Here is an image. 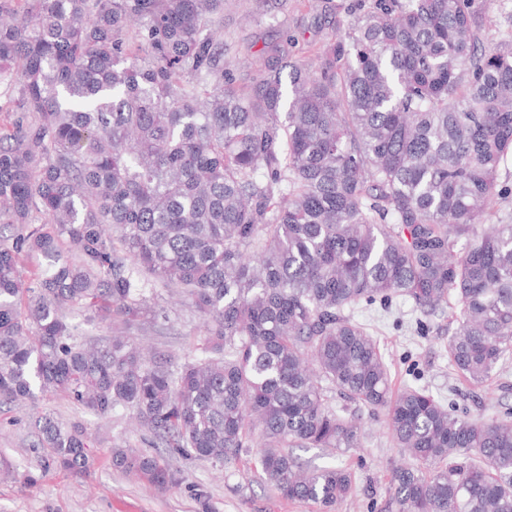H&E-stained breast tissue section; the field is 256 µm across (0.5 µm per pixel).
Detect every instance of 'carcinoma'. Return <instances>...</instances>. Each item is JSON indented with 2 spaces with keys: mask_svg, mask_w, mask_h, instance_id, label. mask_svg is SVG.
<instances>
[{
  "mask_svg": "<svg viewBox=\"0 0 512 512\" xmlns=\"http://www.w3.org/2000/svg\"><path fill=\"white\" fill-rule=\"evenodd\" d=\"M493 2L356 0L314 64L287 36L241 87L224 0H0V80L22 108L0 130V223L15 229L0 242V406L126 408L153 447L216 467L258 448L265 483L330 508L351 473L288 449L356 445L338 391L386 409L413 459L390 475L391 512H512V415L392 394L346 314L395 297L449 313L448 361L476 387L512 358V223H485L512 158V35L482 43ZM158 286L204 321L193 361L76 334L75 312L126 330L157 317ZM30 425L45 467L91 468L83 426ZM111 459L159 491L176 482L156 454Z\"/></svg>",
  "mask_w": 512,
  "mask_h": 512,
  "instance_id": "1",
  "label": "carcinoma"
}]
</instances>
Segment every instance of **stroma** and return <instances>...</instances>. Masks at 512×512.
Masks as SVG:
<instances>
[{
    "instance_id": "35a3bbf8",
    "label": "stroma",
    "mask_w": 512,
    "mask_h": 512,
    "mask_svg": "<svg viewBox=\"0 0 512 512\" xmlns=\"http://www.w3.org/2000/svg\"><path fill=\"white\" fill-rule=\"evenodd\" d=\"M352 0H288L283 8L271 0H224V43L230 56L253 58L264 46L280 42L283 34L295 38L290 51L297 58L320 52L336 25L347 22ZM158 307L166 315L155 324L131 329V338L144 351H163L177 361L191 360L204 328L188 302L161 292ZM377 341L389 371L391 388H421L444 407L491 417L512 412V360L488 387H474L456 376L448 365V331L444 315L422 316L412 303L395 299L390 309L362 304L352 312ZM337 410L355 417L356 447L297 448L304 468L340 467L354 477V491L337 505L336 512H387L388 475L404 458L393 444L384 410L358 406L335 396ZM37 411L78 422L98 436L90 472L76 476L43 471L42 454L30 445L28 420ZM151 451L150 436L134 423L129 411L116 410L103 421L78 409L60 395L0 413V459L14 472L0 481V512H321L316 504L284 498L264 483L255 470L257 449L215 470L207 461L172 456L169 463L176 482L161 492L113 468L112 445Z\"/></svg>"
}]
</instances>
